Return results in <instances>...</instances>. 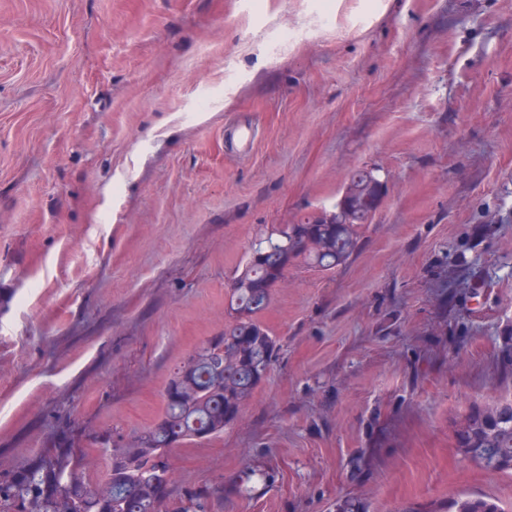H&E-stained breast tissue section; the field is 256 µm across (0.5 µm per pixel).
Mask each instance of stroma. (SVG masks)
Masks as SVG:
<instances>
[{
    "label": "stroma",
    "mask_w": 512,
    "mask_h": 512,
    "mask_svg": "<svg viewBox=\"0 0 512 512\" xmlns=\"http://www.w3.org/2000/svg\"><path fill=\"white\" fill-rule=\"evenodd\" d=\"M362 166L357 252L275 288L279 360L169 450L168 512H512L457 442L512 404V0H0V479L70 452L101 482L96 434L161 416L258 227ZM214 493L206 486H186L182 498L185 506L181 512H212ZM495 500L483 497H460L448 503V512H504Z\"/></svg>",
    "instance_id": "1"
}]
</instances>
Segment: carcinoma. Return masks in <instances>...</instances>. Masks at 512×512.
<instances>
[{
    "label": "carcinoma",
    "instance_id": "obj_1",
    "mask_svg": "<svg viewBox=\"0 0 512 512\" xmlns=\"http://www.w3.org/2000/svg\"><path fill=\"white\" fill-rule=\"evenodd\" d=\"M388 192L387 180L373 168L353 170L344 191L331 208H321L296 224L261 228L242 266L229 283V322L189 355L173 372L165 390V410L152 426L126 446L110 451L112 484L92 486L98 507L86 512H158L167 485L163 459L183 440L224 432L239 416L255 389L276 364L280 340L259 315L288 270L300 264L332 272L358 249L360 229L371 222ZM493 448L499 464L494 472H512V404L471 414L459 432V450L468 460L482 463ZM27 485L0 482V512H56L55 499L43 493L51 479L64 474L54 465H36ZM182 512H212L214 491L206 486L185 487ZM448 512H504L495 500L460 497Z\"/></svg>",
    "mask_w": 512,
    "mask_h": 512
}]
</instances>
